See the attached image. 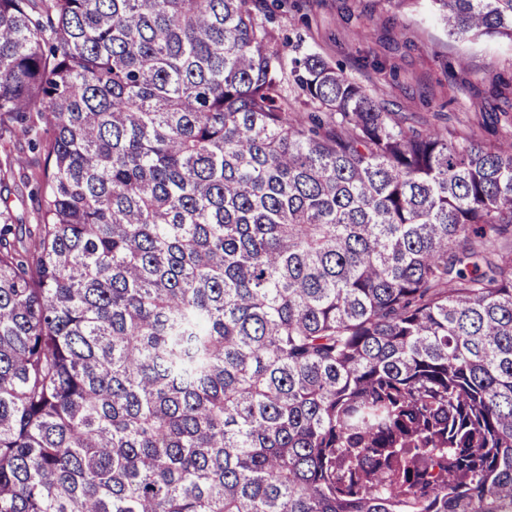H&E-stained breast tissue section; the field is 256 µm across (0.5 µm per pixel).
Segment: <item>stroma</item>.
<instances>
[{
  "mask_svg": "<svg viewBox=\"0 0 512 512\" xmlns=\"http://www.w3.org/2000/svg\"><path fill=\"white\" fill-rule=\"evenodd\" d=\"M289 42L285 60L316 54L369 87L386 111L419 125L448 128L491 143L512 138V45L499 39H449L427 0L413 9L395 0H264ZM16 159L0 187L12 201L19 234L40 222L31 175L44 157L11 132L0 133V159Z\"/></svg>",
  "mask_w": 512,
  "mask_h": 512,
  "instance_id": "stroma-1",
  "label": "stroma"
}]
</instances>
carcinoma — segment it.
Here are the masks:
<instances>
[{
    "label": "carcinoma",
    "mask_w": 512,
    "mask_h": 512,
    "mask_svg": "<svg viewBox=\"0 0 512 512\" xmlns=\"http://www.w3.org/2000/svg\"><path fill=\"white\" fill-rule=\"evenodd\" d=\"M512 44V0H430ZM259 0H0V512H512V141ZM0 159L7 155L11 159H18L19 165L15 166V179L0 186L1 195H10L13 207V224L17 232L25 237L30 232H35L37 224H40V216L37 206V185L34 180L27 183L26 177L38 174L43 169L44 157L37 151L28 147L26 141L14 137L9 131L0 130Z\"/></svg>",
    "instance_id": "1"
}]
</instances>
